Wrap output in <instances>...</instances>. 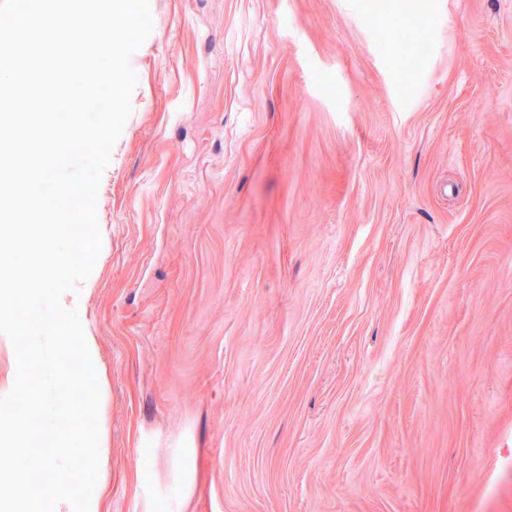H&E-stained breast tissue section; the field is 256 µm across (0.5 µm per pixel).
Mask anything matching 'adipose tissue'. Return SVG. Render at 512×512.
I'll return each instance as SVG.
<instances>
[{"mask_svg":"<svg viewBox=\"0 0 512 512\" xmlns=\"http://www.w3.org/2000/svg\"><path fill=\"white\" fill-rule=\"evenodd\" d=\"M0 512H103V494L100 487L72 480L57 485L47 500L25 472L15 470L0 485Z\"/></svg>","mask_w":512,"mask_h":512,"instance_id":"obj_1","label":"adipose tissue"}]
</instances>
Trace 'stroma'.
I'll return each mask as SVG.
<instances>
[{
    "label": "stroma",
    "instance_id": "35a3bbf8",
    "mask_svg": "<svg viewBox=\"0 0 512 512\" xmlns=\"http://www.w3.org/2000/svg\"><path fill=\"white\" fill-rule=\"evenodd\" d=\"M83 326L104 512H512V0H150Z\"/></svg>",
    "mask_w": 512,
    "mask_h": 512
}]
</instances>
